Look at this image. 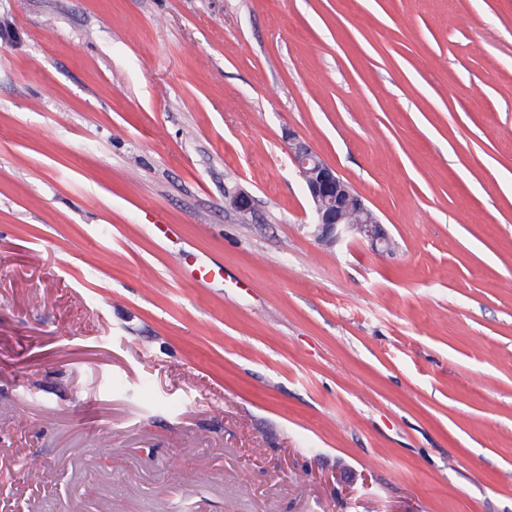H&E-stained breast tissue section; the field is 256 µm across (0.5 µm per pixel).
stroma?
<instances>
[{
    "label": "stroma",
    "mask_w": 512,
    "mask_h": 512,
    "mask_svg": "<svg viewBox=\"0 0 512 512\" xmlns=\"http://www.w3.org/2000/svg\"><path fill=\"white\" fill-rule=\"evenodd\" d=\"M292 133L391 252L315 240ZM0 476L512 512V0H0Z\"/></svg>",
    "instance_id": "1"
}]
</instances>
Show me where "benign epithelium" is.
Returning <instances> with one entry per match:
<instances>
[{"label":"benign epithelium","mask_w":512,"mask_h":512,"mask_svg":"<svg viewBox=\"0 0 512 512\" xmlns=\"http://www.w3.org/2000/svg\"><path fill=\"white\" fill-rule=\"evenodd\" d=\"M288 144L291 159L312 204L313 235L316 239L334 242L345 234L368 242L375 250L389 248L391 240L378 217L365 204L363 196L306 142L290 133ZM227 197L239 211L245 213L251 209L252 198L245 191L229 190ZM354 212L363 216L356 224L351 220Z\"/></svg>","instance_id":"7a95c632"}]
</instances>
